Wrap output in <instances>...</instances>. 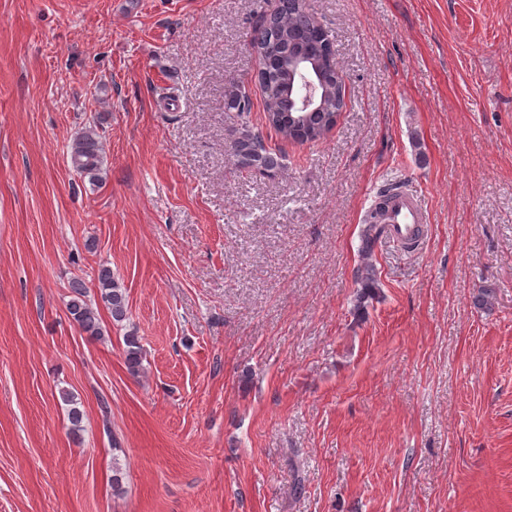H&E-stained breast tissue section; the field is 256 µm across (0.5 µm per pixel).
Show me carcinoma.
<instances>
[{"instance_id": "obj_1", "label": "carcinoma", "mask_w": 512, "mask_h": 512, "mask_svg": "<svg viewBox=\"0 0 512 512\" xmlns=\"http://www.w3.org/2000/svg\"><path fill=\"white\" fill-rule=\"evenodd\" d=\"M251 45L258 47L265 63L259 76V84L265 99L264 123L269 131L284 140L299 144L316 143L336 126L337 111L344 107V89L337 75L325 65L327 45L320 36L319 27L302 0H280L275 12L257 21L250 34ZM316 60L321 69L325 96L320 108L300 112L288 108L284 99L294 61L299 57ZM239 88L229 81L225 93V105L229 112L238 113L242 120L241 130L230 143V151L238 169L263 175L275 173L280 166L277 150L266 142L263 132L249 128L248 115L253 105L237 101ZM71 164L80 177L95 185L102 180L105 149L96 126H88L73 139L70 148ZM379 213L366 212L363 219L362 239L377 240L384 232V225L377 223ZM355 280L361 296L377 288L374 268L364 265L357 269ZM96 288L101 300L116 323L127 319L128 302L125 291L118 285L108 267H101L96 275ZM70 299L66 303L68 313L79 329L100 339L104 329L97 308L87 299V286L81 280L69 284ZM124 356L128 371L138 375L144 371L143 348L139 336L129 332L124 336ZM62 400L70 405L68 411L72 430L81 428L83 413L74 405L73 398L61 391Z\"/></svg>"}]
</instances>
